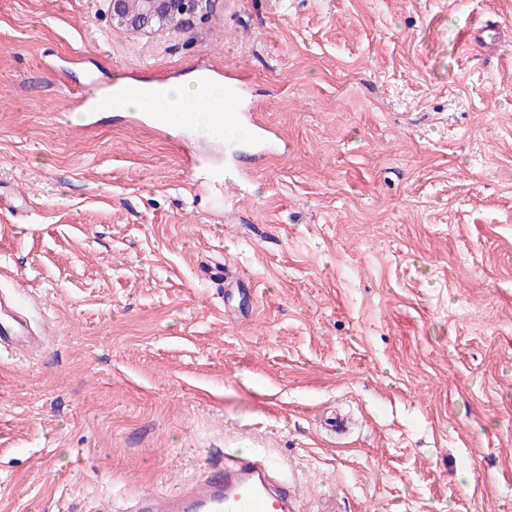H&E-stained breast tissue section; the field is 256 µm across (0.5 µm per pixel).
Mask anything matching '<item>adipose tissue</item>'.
I'll list each match as a JSON object with an SVG mask.
<instances>
[{"label": "adipose tissue", "instance_id": "1", "mask_svg": "<svg viewBox=\"0 0 512 512\" xmlns=\"http://www.w3.org/2000/svg\"><path fill=\"white\" fill-rule=\"evenodd\" d=\"M143 88L145 95L141 98H124L120 93H113L114 111L143 112L153 107L170 112L172 121L176 122L180 119L183 105L197 100L201 106L197 111L194 129L203 137L214 135L210 115L224 108L226 89L223 81L194 73L177 83L147 82Z\"/></svg>", "mask_w": 512, "mask_h": 512}]
</instances>
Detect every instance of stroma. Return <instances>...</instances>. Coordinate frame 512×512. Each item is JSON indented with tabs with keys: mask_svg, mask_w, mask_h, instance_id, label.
<instances>
[{
	"mask_svg": "<svg viewBox=\"0 0 512 512\" xmlns=\"http://www.w3.org/2000/svg\"><path fill=\"white\" fill-rule=\"evenodd\" d=\"M477 16L512 0H212L144 35L0 0V264L45 325L0 358V512H125L216 448L299 512H512V45L476 71ZM197 69L290 146L233 209L223 146L67 109Z\"/></svg>",
	"mask_w": 512,
	"mask_h": 512,
	"instance_id": "stroma-1",
	"label": "stroma"
}]
</instances>
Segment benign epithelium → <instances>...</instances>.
I'll list each match as a JSON object with an SVG mask.
<instances>
[{
	"label": "benign epithelium",
	"mask_w": 512,
	"mask_h": 512,
	"mask_svg": "<svg viewBox=\"0 0 512 512\" xmlns=\"http://www.w3.org/2000/svg\"><path fill=\"white\" fill-rule=\"evenodd\" d=\"M112 18L125 27L152 33L204 16L211 0H109Z\"/></svg>",
	"instance_id": "1"
}]
</instances>
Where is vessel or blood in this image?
Here are the masks:
<instances>
[{"label": "vessel or blood", "instance_id": "obj_1", "mask_svg": "<svg viewBox=\"0 0 512 512\" xmlns=\"http://www.w3.org/2000/svg\"><path fill=\"white\" fill-rule=\"evenodd\" d=\"M470 42L487 53L506 44L499 25L484 23L468 32ZM225 111L214 119L224 128L229 151L223 171L214 173V200L229 205L227 184L243 181L241 156L262 162L266 152L277 147V135L262 113L250 111L238 83H230ZM44 341L31 310L19 307L15 293L0 289V356H13L39 347ZM299 492L278 477L275 463L252 453L224 452L207 462L201 473L177 493L161 497L140 495L132 512H298Z\"/></svg>", "mask_w": 512, "mask_h": 512}]
</instances>
